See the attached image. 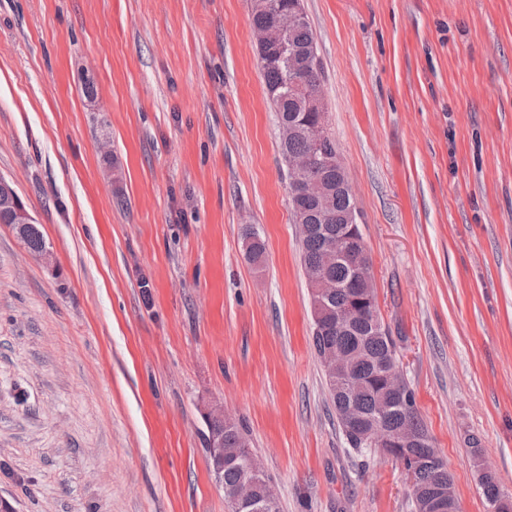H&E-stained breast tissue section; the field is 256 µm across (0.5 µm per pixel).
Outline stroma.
Segmentation results:
<instances>
[{"label": "stroma", "instance_id": "obj_1", "mask_svg": "<svg viewBox=\"0 0 512 512\" xmlns=\"http://www.w3.org/2000/svg\"><path fill=\"white\" fill-rule=\"evenodd\" d=\"M303 5L399 368L462 512H490L479 467L512 494V0ZM252 6L0 0V177L51 253L0 224L8 512H228L221 411L280 512H414L329 397Z\"/></svg>", "mask_w": 512, "mask_h": 512}]
</instances>
